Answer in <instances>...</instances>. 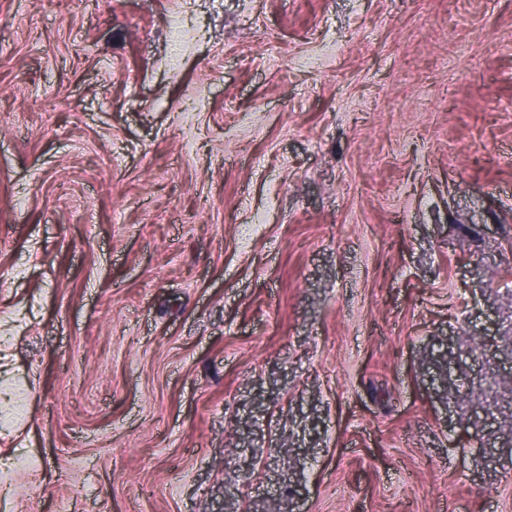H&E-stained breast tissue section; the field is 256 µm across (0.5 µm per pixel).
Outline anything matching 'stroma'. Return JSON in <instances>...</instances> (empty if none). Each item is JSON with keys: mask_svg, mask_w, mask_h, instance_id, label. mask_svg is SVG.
I'll use <instances>...</instances> for the list:
<instances>
[{"mask_svg": "<svg viewBox=\"0 0 512 512\" xmlns=\"http://www.w3.org/2000/svg\"><path fill=\"white\" fill-rule=\"evenodd\" d=\"M2 355L0 512H512V0H0Z\"/></svg>", "mask_w": 512, "mask_h": 512, "instance_id": "stroma-1", "label": "stroma"}]
</instances>
